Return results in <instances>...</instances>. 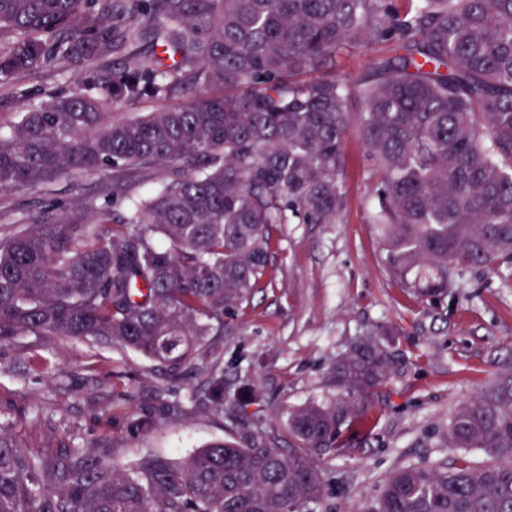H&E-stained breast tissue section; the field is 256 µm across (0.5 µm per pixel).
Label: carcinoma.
I'll list each match as a JSON object with an SVG mask.
<instances>
[{
  "label": "carcinoma",
  "instance_id": "cac0c4a2",
  "mask_svg": "<svg viewBox=\"0 0 512 512\" xmlns=\"http://www.w3.org/2000/svg\"><path fill=\"white\" fill-rule=\"evenodd\" d=\"M380 44L394 55L338 71L345 51ZM42 70L74 87L0 134V190L99 174L104 205L53 202L0 236V343L80 337L171 372L199 365L194 408L236 417L212 337L267 283L278 225L343 219L353 132L402 287L436 294L512 256V0H0V88L28 99L21 76ZM142 181L154 189L136 193ZM392 367L354 344L332 368L346 398L290 411L286 450L245 430L120 469L0 427V512H315V456L339 450ZM157 401L128 413L130 436L184 412ZM448 447L488 462L401 468L370 512H512L511 366L457 406Z\"/></svg>",
  "mask_w": 512,
  "mask_h": 512
}]
</instances>
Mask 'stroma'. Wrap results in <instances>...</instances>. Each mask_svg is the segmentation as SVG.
Wrapping results in <instances>:
<instances>
[{"label":"stroma","instance_id":"35a3bbf8","mask_svg":"<svg viewBox=\"0 0 512 512\" xmlns=\"http://www.w3.org/2000/svg\"><path fill=\"white\" fill-rule=\"evenodd\" d=\"M348 210L337 224L282 225L271 249L267 287L225 317L217 344L229 394L260 390L246 426L287 447L289 410L332 404L336 358L359 339L384 345L397 360L364 416L343 431L342 448L324 455V512H366L387 477L408 466L438 467L483 452L449 447L448 420L463 400L512 364V262L468 272L431 300L402 288L384 268L369 222L368 162L357 136L346 141ZM98 194V179L63 177L47 188L0 193V224L40 214L53 201ZM196 370L173 374L118 345L64 336H19L0 343V425L22 444L51 452L91 448L121 467L148 453L186 456L230 440L239 426L199 411L160 421L131 437L124 416L156 403L157 389L188 402L203 388Z\"/></svg>","mask_w":512,"mask_h":512}]
</instances>
